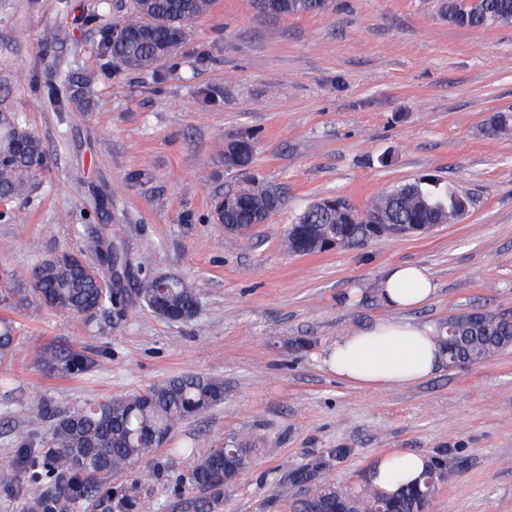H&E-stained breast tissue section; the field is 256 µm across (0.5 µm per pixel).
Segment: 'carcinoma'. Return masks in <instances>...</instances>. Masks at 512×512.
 Wrapping results in <instances>:
<instances>
[{"label": "carcinoma", "instance_id": "obj_1", "mask_svg": "<svg viewBox=\"0 0 512 512\" xmlns=\"http://www.w3.org/2000/svg\"><path fill=\"white\" fill-rule=\"evenodd\" d=\"M210 0H132V8L112 17L102 50L109 65L147 70L159 62L157 49L162 45L177 50L178 36L203 16ZM327 0H257L265 16L309 15L323 11ZM448 22L461 27H492L493 21L512 20V0H446L443 4ZM512 132V113L500 112L486 126V134L496 137ZM46 165V153L38 137L23 128L11 112H0V198L26 195ZM232 219L256 223L258 212L271 215L278 198L258 185L225 193ZM465 197L444 188L439 179L429 176L397 185L375 199L366 215L386 224H453ZM358 210L343 197L327 198L309 205L295 223L288 226L285 247L294 255L314 253L309 240L336 225V233L353 242L382 235L356 218ZM95 260L70 250L43 258L30 272L29 282L40 303L77 316L93 315L120 301L133 302L132 296L112 292V282L100 279L87 269L101 263L107 269L123 268V253L102 236L93 247ZM151 292L160 295L159 303L169 313H157L172 322L187 321L196 313L197 298L192 284L180 277L152 279ZM438 341L456 337L448 350V363L456 364L476 356L494 357L512 348V318L493 311H463L448 316L440 325ZM12 326L0 321V357L13 348ZM224 401V382L212 377L187 374L157 383L122 398L105 399L76 407L59 416L51 427V446L34 448L22 443L21 451L34 485L30 512H71L73 503L91 492L101 478L125 470L146 456L153 445L164 444L179 425ZM236 451L245 466L231 474L224 469V453L212 448L200 456L185 477V483L202 493L197 499L200 512H213L220 506L224 488L231 486L259 459V449L240 443ZM436 468L426 471L412 485L413 493L398 498L376 490L354 494L341 488L330 476V466L320 464L300 476L308 490L290 500L291 512H420L443 480Z\"/></svg>", "mask_w": 512, "mask_h": 512}]
</instances>
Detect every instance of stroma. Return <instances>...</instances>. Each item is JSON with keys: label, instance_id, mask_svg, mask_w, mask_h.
Masks as SVG:
<instances>
[{"label": "stroma", "instance_id": "35a3bbf8", "mask_svg": "<svg viewBox=\"0 0 512 512\" xmlns=\"http://www.w3.org/2000/svg\"><path fill=\"white\" fill-rule=\"evenodd\" d=\"M443 0H329L315 15L265 17L253 0H212L181 47L149 71L110 68L112 15L131 0H0V110L42 142L47 164L26 198L0 200V299L15 344L0 358V512H27L32 488L17 438L48 437L73 407L185 374L224 381V401L177 428L71 512H113L106 492L137 486L142 512H191L188 449L253 441L260 460L225 488L217 512H288L311 463L343 488L367 487L397 448L440 459L447 476L427 512H512V349L415 385L350 386L324 349L391 318L377 288L415 263L437 283L412 311L436 323L480 308L512 312V133L483 132L512 109V24L448 22ZM90 79L68 111L48 94L62 73ZM249 137L245 169L224 146ZM426 174L466 193L469 212L434 234L365 239L299 256L283 239L311 202L366 210L386 188ZM258 182L281 197L244 236L213 218L215 196ZM109 228L128 288L157 275L193 281L198 309L173 323L143 305L85 318L41 306L30 270L87 251ZM89 368L45 363V349Z\"/></svg>", "mask_w": 512, "mask_h": 512}]
</instances>
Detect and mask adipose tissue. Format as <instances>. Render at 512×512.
<instances>
[{"instance_id":"1","label":"adipose tissue","mask_w":512,"mask_h":512,"mask_svg":"<svg viewBox=\"0 0 512 512\" xmlns=\"http://www.w3.org/2000/svg\"><path fill=\"white\" fill-rule=\"evenodd\" d=\"M437 285L425 268L413 263L391 266L381 283L384 305L395 311L392 319L359 328L333 341L323 363L338 379L355 387L379 390L397 384H414L436 375L446 363L437 342L435 324L410 318L411 310L428 304ZM431 464L420 452L392 451L369 472L373 488L396 493L412 485Z\"/></svg>"}]
</instances>
